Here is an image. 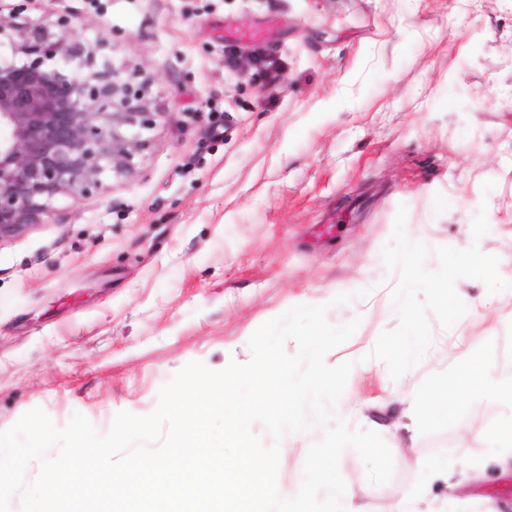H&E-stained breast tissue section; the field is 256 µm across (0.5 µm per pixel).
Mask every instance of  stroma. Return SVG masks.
Here are the masks:
<instances>
[{
  "mask_svg": "<svg viewBox=\"0 0 512 512\" xmlns=\"http://www.w3.org/2000/svg\"><path fill=\"white\" fill-rule=\"evenodd\" d=\"M25 14L69 17L150 79L159 117L134 168L0 240V430L38 407L107 434L118 412L151 413L187 363L248 362L262 323L347 293L327 314L360 321L327 354L353 364L339 406L394 458L375 486L343 453L347 512H393L433 459L462 480L425 512H512V460L487 462L511 405L477 391L412 415L400 401L474 359L512 376V288L457 280L467 313L448 330L430 318L432 345L400 379L371 355L398 323L382 249L399 205L410 239L512 262V0H27ZM322 435L285 436L281 494Z\"/></svg>",
  "mask_w": 512,
  "mask_h": 512,
  "instance_id": "obj_1",
  "label": "stroma"
}]
</instances>
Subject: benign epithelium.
<instances>
[{"label": "benign epithelium", "instance_id": "1", "mask_svg": "<svg viewBox=\"0 0 512 512\" xmlns=\"http://www.w3.org/2000/svg\"><path fill=\"white\" fill-rule=\"evenodd\" d=\"M23 12L0 13V240L130 169L159 117L150 83L96 62L68 18L52 32Z\"/></svg>", "mask_w": 512, "mask_h": 512}]
</instances>
